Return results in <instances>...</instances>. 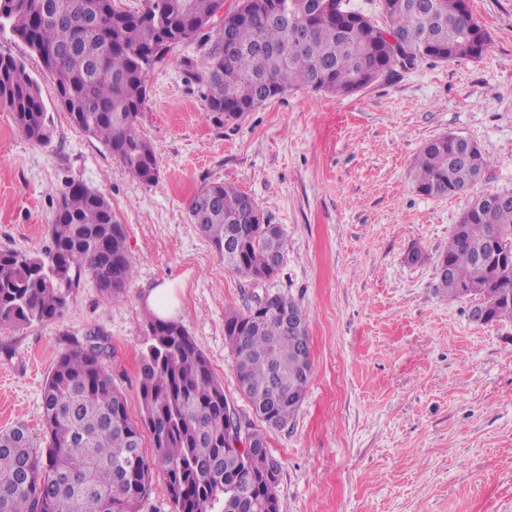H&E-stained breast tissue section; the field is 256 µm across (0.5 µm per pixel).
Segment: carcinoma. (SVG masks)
Returning <instances> with one entry per match:
<instances>
[{
    "label": "carcinoma",
    "instance_id": "cac0c4a2",
    "mask_svg": "<svg viewBox=\"0 0 512 512\" xmlns=\"http://www.w3.org/2000/svg\"><path fill=\"white\" fill-rule=\"evenodd\" d=\"M217 0H144L142 10L116 0H0V28L38 56L57 59L50 73L72 123L104 142L138 179L155 181L157 161L137 127L147 99L148 71L162 46L208 34ZM201 75L209 109L235 120L271 98L306 87L347 96L393 77L392 43L412 60L477 59L475 41L488 33L463 0H381L388 27L348 19L332 0H239ZM229 32L236 46L224 54ZM0 105L13 112L31 141L50 139L51 120L40 86L25 65L0 53ZM487 160L470 140L448 133L423 144L412 166L416 190L430 197L465 193ZM191 223L224 266L257 280L277 272L285 239L256 200L224 183L204 185L189 206ZM51 245L31 253L0 250V327L23 328L59 317L83 272L116 297L133 277L125 231L101 194L79 182L60 192ZM512 191L473 199L439 258L450 275L436 288L450 299H471L483 323L512 319ZM297 316L288 326V314ZM140 361L139 418L105 359L107 338L91 330L71 341L43 387L46 447L36 448L23 424L0 432V512H136L155 474L174 512H279L281 467L267 436L247 424L232 446L228 399L207 356L175 320L148 323ZM224 336L237 386L269 429L293 421L308 388L312 363L308 316L276 292L267 306L224 314ZM150 437L156 460L144 451Z\"/></svg>",
    "mask_w": 512,
    "mask_h": 512
}]
</instances>
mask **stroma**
<instances>
[{
    "label": "stroma",
    "mask_w": 512,
    "mask_h": 512,
    "mask_svg": "<svg viewBox=\"0 0 512 512\" xmlns=\"http://www.w3.org/2000/svg\"><path fill=\"white\" fill-rule=\"evenodd\" d=\"M467 2L490 37L481 59L419 60L348 97L294 89L228 123L200 79L213 41L175 45L149 70L138 116L157 158L151 184L71 122L36 55L0 30V53L25 63L53 117L50 141L36 144L0 105V250L44 251L59 191L76 181L111 201L134 270L118 297L85 274L58 319L0 329V431L21 423L42 442L44 382L90 329L107 337L106 365L138 415L143 298L166 280L179 283L177 321L253 420L224 313L281 292L309 317L312 373L294 420L268 433L280 512H512V320L474 322L471 302L436 288L470 198L512 191V0ZM449 132L487 166L467 194L422 195L413 161ZM209 183L248 193L281 226L274 277L226 269L190 223Z\"/></svg>",
    "instance_id": "1"
}]
</instances>
